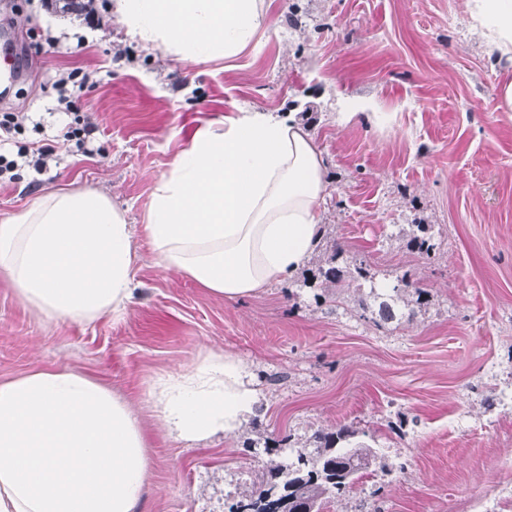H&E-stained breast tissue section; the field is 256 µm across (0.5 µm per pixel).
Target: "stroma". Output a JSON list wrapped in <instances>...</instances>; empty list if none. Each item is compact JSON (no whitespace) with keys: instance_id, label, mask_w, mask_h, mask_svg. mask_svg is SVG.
<instances>
[{"instance_id":"1","label":"stroma","mask_w":512,"mask_h":512,"mask_svg":"<svg viewBox=\"0 0 512 512\" xmlns=\"http://www.w3.org/2000/svg\"><path fill=\"white\" fill-rule=\"evenodd\" d=\"M95 23L41 0H0V31L18 28L33 64L6 111L15 148L48 168L0 178V222L54 190L92 189L143 219L152 187L205 124L241 110L288 112L326 169L322 241L363 259L371 282L338 293L288 280L228 300L160 268L135 238V289L122 315L48 319L0 275V381L67 368L106 385L138 414L150 467L137 512H228L266 465L319 430L374 436L384 472L326 512H482L512 489V112L495 108L512 67L475 31L468 0H268L256 47L197 66L125 40L107 6ZM58 37L43 46L45 35ZM95 129L64 141L51 87L74 68ZM360 107L347 125L338 113ZM431 227L434 250L407 246ZM409 275L424 306L376 326L358 300ZM211 351L240 360L259 392L242 429L198 442L165 435L143 388ZM291 438L264 448L263 438Z\"/></svg>"}]
</instances>
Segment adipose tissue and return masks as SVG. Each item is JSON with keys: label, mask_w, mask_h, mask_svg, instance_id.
<instances>
[{"label": "adipose tissue", "mask_w": 512, "mask_h": 512, "mask_svg": "<svg viewBox=\"0 0 512 512\" xmlns=\"http://www.w3.org/2000/svg\"><path fill=\"white\" fill-rule=\"evenodd\" d=\"M489 47L512 62V0H469ZM131 41L186 64L232 61L266 20L265 0H112ZM326 171L290 115L234 112L206 124L159 177L141 233L157 264L213 294L245 297L290 277L320 235ZM131 226L97 191L37 196L0 222V273L55 319L122 313L133 285ZM170 435L231 434L258 392L235 358L211 352L148 382ZM148 442L132 408L77 372L41 369L0 383V512H136Z\"/></svg>", "instance_id": "obj_1"}]
</instances>
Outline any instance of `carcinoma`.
Masks as SVG:
<instances>
[{
    "label": "carcinoma",
    "instance_id": "cac0c4a2",
    "mask_svg": "<svg viewBox=\"0 0 512 512\" xmlns=\"http://www.w3.org/2000/svg\"><path fill=\"white\" fill-rule=\"evenodd\" d=\"M410 246L419 254L430 255L434 244L428 235V225H414ZM328 251L330 254L319 260L311 279L326 288H342L348 280H367L364 262H356L345 270L336 263L338 247L333 244ZM404 286H409L404 275L390 290L370 286L365 310L370 312L371 320L377 324L400 321L409 303H421L423 291L415 289L416 298L410 301L402 294ZM357 437L358 431L346 425L334 431L316 432L312 450L297 453L295 459L285 464L269 467L258 486L230 512H241V504L246 505L248 512H298L297 507L304 504L323 509L336 496L351 492L359 481L374 474L378 451Z\"/></svg>",
    "mask_w": 512,
    "mask_h": 512
}]
</instances>
